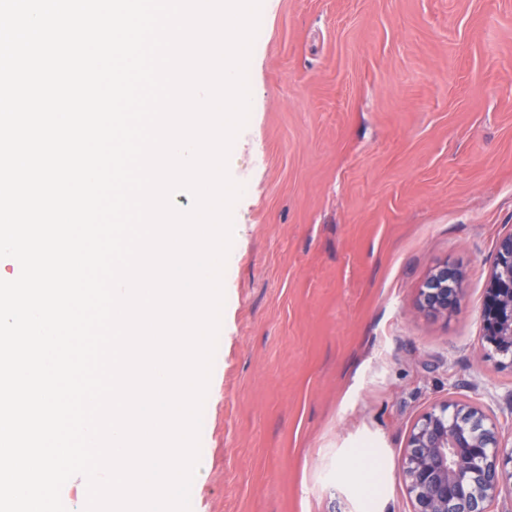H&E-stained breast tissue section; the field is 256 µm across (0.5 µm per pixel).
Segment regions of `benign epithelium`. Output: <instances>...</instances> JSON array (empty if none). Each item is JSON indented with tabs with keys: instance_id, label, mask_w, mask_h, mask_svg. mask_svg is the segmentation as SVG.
<instances>
[{
	"instance_id": "obj_1",
	"label": "benign epithelium",
	"mask_w": 512,
	"mask_h": 512,
	"mask_svg": "<svg viewBox=\"0 0 512 512\" xmlns=\"http://www.w3.org/2000/svg\"><path fill=\"white\" fill-rule=\"evenodd\" d=\"M465 295L459 273L443 265L420 288V306L446 314ZM483 340L512 365V233L496 248L482 306ZM496 423L478 407L448 401L414 424L402 458L412 512H490L512 481Z\"/></svg>"
}]
</instances>
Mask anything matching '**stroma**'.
Returning <instances> with one entry per match:
<instances>
[{"mask_svg": "<svg viewBox=\"0 0 512 512\" xmlns=\"http://www.w3.org/2000/svg\"><path fill=\"white\" fill-rule=\"evenodd\" d=\"M260 26L191 512H412L431 407H481L512 448V368L481 345L512 233V0H262ZM444 264L466 296L433 314ZM464 295L461 276L445 264L435 269L420 288V306L433 313L445 314L456 309Z\"/></svg>", "mask_w": 512, "mask_h": 512, "instance_id": "obj_1", "label": "stroma"}]
</instances>
